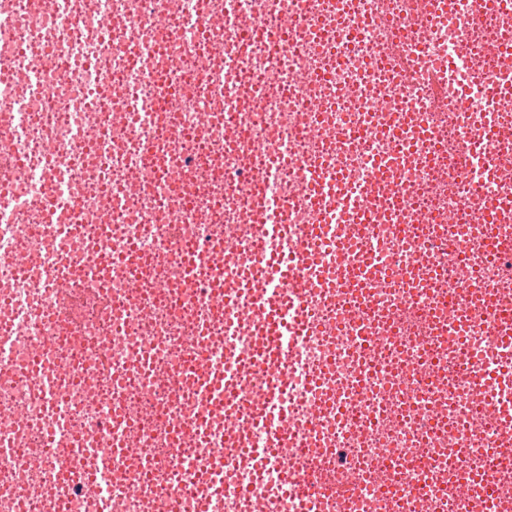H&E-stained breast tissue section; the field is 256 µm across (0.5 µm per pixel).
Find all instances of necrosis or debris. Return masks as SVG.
I'll use <instances>...</instances> for the list:
<instances>
[{
  "label": "necrosis or debris",
  "instance_id": "obj_1",
  "mask_svg": "<svg viewBox=\"0 0 512 512\" xmlns=\"http://www.w3.org/2000/svg\"><path fill=\"white\" fill-rule=\"evenodd\" d=\"M1 7L18 25L0 41V193L13 202L0 222V512H294L290 477L312 473L344 494L306 512H512V431L469 397L471 365L500 374L488 324L512 310V64L489 106L493 182L464 159L480 90L460 73L427 90L429 63L498 58L512 9L464 29L445 17L459 0H316L340 32L329 42L299 23L301 0ZM193 13L190 44L149 22ZM274 22L282 41L227 61ZM404 23L423 38L403 42ZM230 64L233 107L196 79ZM326 119L352 147L316 136ZM278 138L298 160L266 149ZM148 151L159 162L143 191L127 162ZM322 154L347 187L410 186L380 195L366 239L344 241L352 263L321 279L311 327L272 377L251 362L266 337L242 318L271 264L256 246L309 223L301 190ZM269 194L287 201L282 219ZM47 196L62 203L52 225L37 217ZM479 290L495 301L474 320ZM219 293L237 304L214 313ZM364 309L362 346L351 331ZM201 346L239 361L219 416L217 378L190 362ZM96 448L117 454L94 492Z\"/></svg>",
  "mask_w": 512,
  "mask_h": 512
}]
</instances>
